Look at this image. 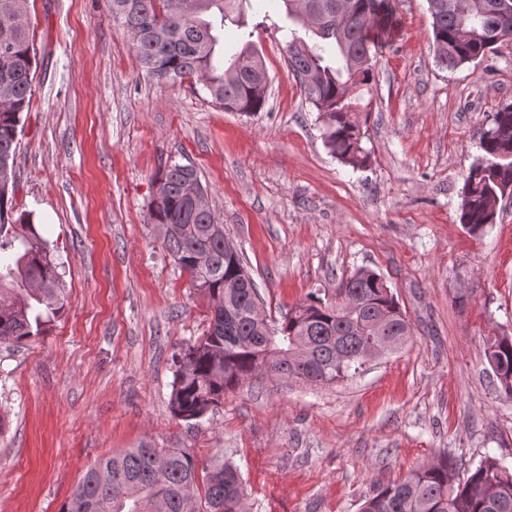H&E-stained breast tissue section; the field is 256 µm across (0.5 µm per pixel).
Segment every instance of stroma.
I'll return each instance as SVG.
<instances>
[{
    "label": "stroma",
    "instance_id": "1",
    "mask_svg": "<svg viewBox=\"0 0 512 512\" xmlns=\"http://www.w3.org/2000/svg\"><path fill=\"white\" fill-rule=\"evenodd\" d=\"M390 7L355 168L288 67L281 0L249 11L269 77L253 116L149 76L108 0H27L38 66L16 202L62 266L66 307L43 335L0 343V512H60L93 462L143 442L188 449L202 472L234 465L248 512H358L441 454L461 478L489 455L512 468V399L485 358L512 336V196L482 235L459 222L479 141L512 103V45L447 70L427 0ZM172 163L196 169L268 317L367 268L399 301L406 344L330 386L260 378L176 419V357L210 311L152 217Z\"/></svg>",
    "mask_w": 512,
    "mask_h": 512
}]
</instances>
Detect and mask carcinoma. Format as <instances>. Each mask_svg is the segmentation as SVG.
I'll use <instances>...</instances> for the list:
<instances>
[{"label": "carcinoma", "mask_w": 512, "mask_h": 512, "mask_svg": "<svg viewBox=\"0 0 512 512\" xmlns=\"http://www.w3.org/2000/svg\"><path fill=\"white\" fill-rule=\"evenodd\" d=\"M292 28L284 35L288 65L306 101L319 112L325 146L354 168L365 163L359 113L351 94L370 85L376 64L372 31L390 24L387 0H282ZM26 0H0V342L44 332L65 309L60 264L33 214L17 209L15 157L36 73ZM436 65L455 70L483 60L512 39V0H428ZM250 0H111L141 67L169 82L198 79L212 102L244 115L264 109L268 75L252 33L225 52L224 29L247 27ZM480 155L465 177L460 223L481 235L496 223L491 200L512 186V103L492 116ZM205 190L190 165L162 173L153 215L164 245L211 312L208 331L177 358L173 416L202 418L241 384L266 377L307 385L335 384L358 371L372 341L399 349L411 326L383 278L360 269L337 288L338 300L315 298L280 323L254 312L252 278L224 237L210 207L194 208L190 188ZM500 390L512 397V336L485 351ZM237 469L218 463L201 474L182 448H137L95 462L60 512H245ZM360 512H512V469L488 456L456 481L445 455L378 486Z\"/></svg>", "instance_id": "carcinoma-1"}]
</instances>
